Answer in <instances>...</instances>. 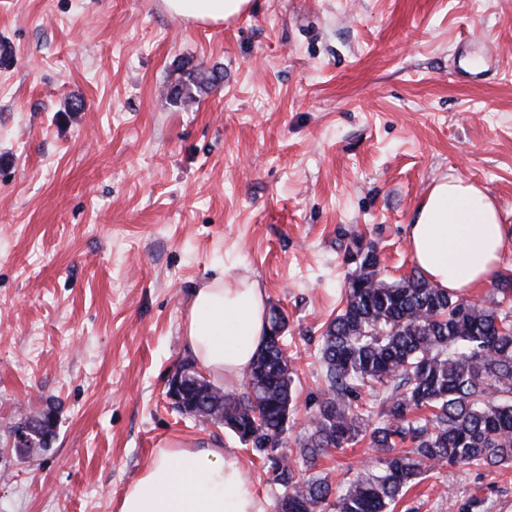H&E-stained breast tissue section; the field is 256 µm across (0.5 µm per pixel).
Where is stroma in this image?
Masks as SVG:
<instances>
[{
    "instance_id": "obj_1",
    "label": "stroma",
    "mask_w": 512,
    "mask_h": 512,
    "mask_svg": "<svg viewBox=\"0 0 512 512\" xmlns=\"http://www.w3.org/2000/svg\"><path fill=\"white\" fill-rule=\"evenodd\" d=\"M495 57L479 76L471 57ZM211 82L194 101L171 92ZM512 225V0H250L220 23L164 0H0V512H115L159 448H228L278 512L271 463L172 408L191 288L258 279L288 318L295 411L280 448L342 488L367 443L307 467L319 340L344 249L410 275L406 226L435 180ZM51 447L11 448L46 409ZM512 512V466L438 467L395 512Z\"/></svg>"
}]
</instances>
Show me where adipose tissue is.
Returning <instances> with one entry per match:
<instances>
[{
  "label": "adipose tissue",
  "mask_w": 512,
  "mask_h": 512,
  "mask_svg": "<svg viewBox=\"0 0 512 512\" xmlns=\"http://www.w3.org/2000/svg\"><path fill=\"white\" fill-rule=\"evenodd\" d=\"M250 0H166L173 14L218 23ZM419 271L436 287L463 294L493 281L512 227L499 204L459 177L434 182L406 227ZM267 332V295L257 280L225 276L194 288L183 338L208 374L244 380ZM116 512H265L237 456L225 448H160L128 485Z\"/></svg>",
  "instance_id": "1"
}]
</instances>
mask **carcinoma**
Segmentation results:
<instances>
[{
	"label": "carcinoma",
	"mask_w": 512,
	"mask_h": 512,
	"mask_svg": "<svg viewBox=\"0 0 512 512\" xmlns=\"http://www.w3.org/2000/svg\"><path fill=\"white\" fill-rule=\"evenodd\" d=\"M354 266L346 304L320 339L324 392L299 456L313 464L331 448L368 441L379 467L361 470L338 491L320 477L298 478L274 456L294 407L288 321L269 310V332L246 376L229 394L201 380V419L224 423L239 441L269 456L284 488L283 512H393L412 484L436 466L512 464V270L492 282L488 304L450 294L417 272L389 282L377 248L364 237L346 246ZM378 388L377 422L359 409Z\"/></svg>",
	"instance_id": "1"
}]
</instances>
